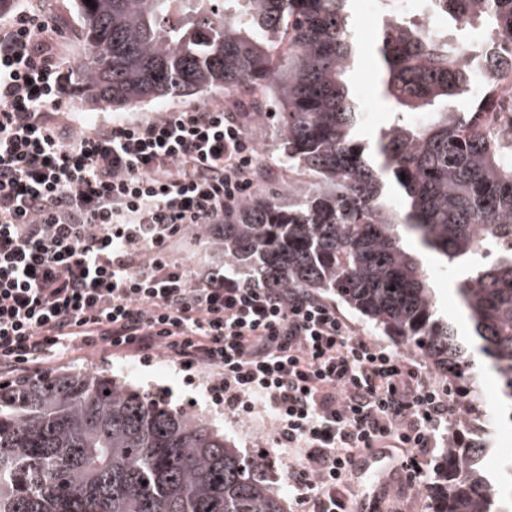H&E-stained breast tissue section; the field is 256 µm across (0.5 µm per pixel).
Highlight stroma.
Returning a JSON list of instances; mask_svg holds the SVG:
<instances>
[{
  "mask_svg": "<svg viewBox=\"0 0 512 512\" xmlns=\"http://www.w3.org/2000/svg\"><path fill=\"white\" fill-rule=\"evenodd\" d=\"M25 5L37 6L48 13L58 28L56 45L60 54L75 62H82L84 50L75 37L79 29V20L68 0H9L7 6L0 9V15H13L17 8ZM351 82L371 114L370 121L361 127L359 138L364 142L374 141L380 130L392 122L393 115L376 99L378 74L369 59L365 58L359 62L351 74ZM213 103L224 104L226 109L232 111H250L255 107L251 97L246 95L226 96L211 93L198 97H170L140 107L115 110L104 104L91 103L86 95L79 91L69 101L67 108L70 118L81 129L89 130L104 121L155 116L169 109L191 110ZM280 134L281 122L277 114L272 112L260 113L247 129V135L256 148V157L262 170L254 188L255 194L282 191L288 187V169L278 150ZM169 254L175 261L189 264L220 266L224 263L223 255L215 252L207 239L190 232L172 241ZM106 365L111 366L113 374L124 376L132 385L162 393L172 405L202 414L214 427L223 429L225 436L241 452L251 454L266 447L269 423L258 415L236 420L225 416L223 408L215 405L207 393V370L187 372L163 355L144 361L133 355L116 356L103 348L65 354L63 360L54 363L53 368L57 371L92 372Z\"/></svg>",
  "mask_w": 512,
  "mask_h": 512,
  "instance_id": "35a3bbf8",
  "label": "stroma"
}]
</instances>
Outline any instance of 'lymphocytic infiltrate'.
Wrapping results in <instances>:
<instances>
[{"mask_svg":"<svg viewBox=\"0 0 512 512\" xmlns=\"http://www.w3.org/2000/svg\"><path fill=\"white\" fill-rule=\"evenodd\" d=\"M39 10L0 21V379L102 346L208 370L225 415L266 413L292 512H351L357 456L402 466L448 444L461 396L424 361L360 335L335 306L169 244L223 223L256 184L245 112L211 104L77 130L75 68Z\"/></svg>","mask_w":512,"mask_h":512,"instance_id":"obj_1","label":"lymphocytic infiltrate"}]
</instances>
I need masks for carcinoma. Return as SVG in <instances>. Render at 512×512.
Masks as SVG:
<instances>
[{
  "instance_id": "carcinoma-1",
  "label": "carcinoma",
  "mask_w": 512,
  "mask_h": 512,
  "mask_svg": "<svg viewBox=\"0 0 512 512\" xmlns=\"http://www.w3.org/2000/svg\"><path fill=\"white\" fill-rule=\"evenodd\" d=\"M436 4L490 39L383 24L372 56L396 120L368 144L347 80L359 61L352 0H72L80 81L96 101L247 93L283 117L281 157L304 178L288 179L286 201L245 200L208 239L255 281L334 292L418 348L467 398L430 481L431 512H512V457L497 483L484 465L491 420L512 422V137L482 129L496 86L471 94L472 67L512 68V0ZM450 268L462 273L469 346L436 309L431 271ZM477 364L499 384L493 416L468 398ZM266 469L110 369L0 388V512H285Z\"/></svg>"
}]
</instances>
